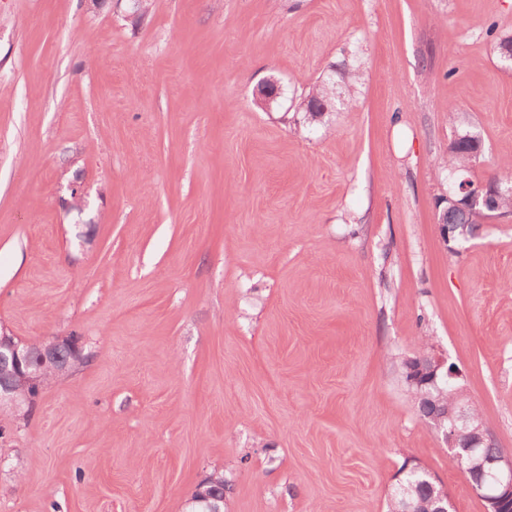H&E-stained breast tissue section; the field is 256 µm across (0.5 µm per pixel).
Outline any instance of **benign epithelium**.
I'll use <instances>...</instances> for the list:
<instances>
[{"label": "benign epithelium", "instance_id": "obj_1", "mask_svg": "<svg viewBox=\"0 0 512 512\" xmlns=\"http://www.w3.org/2000/svg\"><path fill=\"white\" fill-rule=\"evenodd\" d=\"M461 198L448 193V204L452 207L480 211L497 210L498 186L483 184L460 187ZM71 342L70 338H55L45 341L31 350L29 343L5 333L0 335V408H8L20 413L30 406L29 388L43 382L49 373L55 374L75 366L82 356H76L69 366H60L59 349ZM37 355L36 363H31L32 355ZM402 368L419 378L426 377L435 386L440 381L446 383L459 377L452 367L445 366V360L428 354L408 357ZM445 437L453 461L466 460L468 470L475 476L473 491L491 505L493 512H512V458L499 453L494 458H486L479 453L480 448L494 437L484 427L480 418L471 412L470 404L462 403L448 413Z\"/></svg>", "mask_w": 512, "mask_h": 512}]
</instances>
